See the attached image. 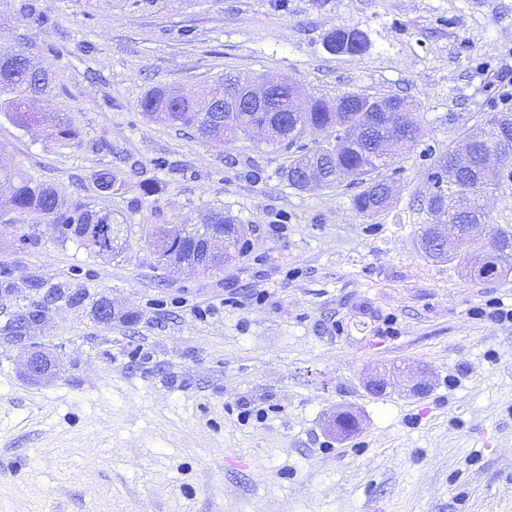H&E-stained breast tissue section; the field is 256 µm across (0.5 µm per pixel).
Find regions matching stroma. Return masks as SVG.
Instances as JSON below:
<instances>
[{
    "mask_svg": "<svg viewBox=\"0 0 512 512\" xmlns=\"http://www.w3.org/2000/svg\"><path fill=\"white\" fill-rule=\"evenodd\" d=\"M27 2L0 0V50L50 72L42 106L80 136L0 113V161L111 213L128 245L101 258L40 216L0 220V512H512V322L490 315L512 308V273L487 284L416 246L435 161L512 112V0ZM339 26L363 55L326 49ZM227 72L418 105L423 136L381 173L392 207L363 216L347 181L295 190L287 151L139 110L151 87ZM217 211L248 230L239 258L156 263L151 226ZM31 345L59 362L49 381L25 375ZM404 364L427 390H367V370ZM339 410L359 420L344 438Z\"/></svg>",
    "mask_w": 512,
    "mask_h": 512,
    "instance_id": "1",
    "label": "stroma"
}]
</instances>
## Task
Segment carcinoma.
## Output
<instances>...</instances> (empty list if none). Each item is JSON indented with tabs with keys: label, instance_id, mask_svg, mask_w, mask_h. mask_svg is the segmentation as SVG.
Masks as SVG:
<instances>
[{
	"label": "carcinoma",
	"instance_id": "cac0c4a2",
	"mask_svg": "<svg viewBox=\"0 0 512 512\" xmlns=\"http://www.w3.org/2000/svg\"><path fill=\"white\" fill-rule=\"evenodd\" d=\"M328 47L336 54L361 56L368 48L365 39L354 35L351 27L339 26L326 36ZM235 82L229 75L221 76L210 84L169 88L155 86L147 90L139 101V109L152 121L176 124L194 130L202 138L217 145L231 144L253 130L266 134L267 144L276 149L292 150L284 177L289 186L299 191L330 188L341 178H350L364 189L355 196L356 209L365 216H374L390 206L385 189L387 182L375 178V174L397 163L398 152L388 151L386 144L392 127L388 123L399 122L409 128L414 137L423 135L415 105L399 97H388L385 102L393 108L391 118L386 119L372 111L377 99L356 92H345L328 102L312 98L305 111H289V98L294 88L285 85L277 89L278 101L262 96L260 103L244 107L234 114L212 112L205 115L198 111L202 98L224 99L232 91ZM52 77L24 50L0 51V112L7 113L19 126L41 124L50 135L66 144L79 136L78 128L70 120L54 113L36 112L32 104L49 96ZM346 124L363 128L357 138H345L337 148H309L301 139L310 127L336 131ZM468 142L479 154L490 146L501 145V133L494 127L478 134L467 133ZM448 150L436 162L430 173L432 183L448 184L447 193L431 194L424 203L427 220L418 236L420 251L436 262L457 260L464 265L467 274L477 279H495L512 272V251L491 256L484 251L480 241L464 236V225L485 224L487 215L478 200L489 189L502 187L509 174L485 172L474 165L466 177L468 188H456L457 174L448 165ZM0 183L11 190L7 202L0 203V215L9 216V222L19 223L28 213L36 212L54 224L61 226V237L73 239L97 256H110L126 247L127 239L120 224L112 223V215L87 209L76 199H68L61 187L35 180L18 167L0 163ZM431 224L448 225V240L452 250L447 254L433 255L427 248L428 228ZM243 226L224 212H213L205 223L194 226L188 236L182 238L166 228L155 225L148 234L146 245L153 249L157 258L176 256L184 259L196 257L202 270L224 269V263L234 259L242 250Z\"/></svg>",
	"mask_w": 512,
	"mask_h": 512
}]
</instances>
